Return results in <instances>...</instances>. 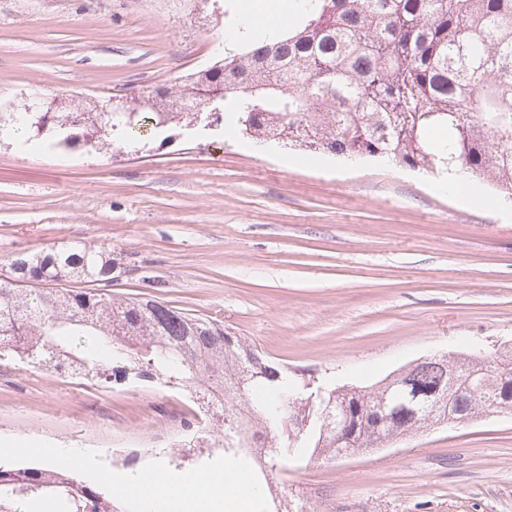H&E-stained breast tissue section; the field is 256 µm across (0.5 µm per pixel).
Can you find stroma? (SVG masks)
Returning a JSON list of instances; mask_svg holds the SVG:
<instances>
[{
	"mask_svg": "<svg viewBox=\"0 0 512 512\" xmlns=\"http://www.w3.org/2000/svg\"><path fill=\"white\" fill-rule=\"evenodd\" d=\"M172 0H0V112L174 86L219 57L223 25ZM149 149L0 147L7 259L108 245L109 294H146L231 335L291 376L370 386L412 362L512 349V201L476 207L437 176L382 160L308 156L199 128ZM199 410L148 383L100 388L0 359V465L73 448L100 483L112 451L138 474L172 469L155 438ZM304 512H512V414L438 424L344 461L303 460L272 486Z\"/></svg>",
	"mask_w": 512,
	"mask_h": 512,
	"instance_id": "1",
	"label": "stroma"
}]
</instances>
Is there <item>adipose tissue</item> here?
<instances>
[{"mask_svg":"<svg viewBox=\"0 0 512 512\" xmlns=\"http://www.w3.org/2000/svg\"><path fill=\"white\" fill-rule=\"evenodd\" d=\"M287 10V0H260L259 4L241 8L240 17L245 29L261 37L282 26ZM232 468L228 462L223 470L202 472L182 482L172 481L162 472L148 492L140 490L136 475L116 479L105 472L101 478L122 491L139 489L142 512H254L259 493L246 477L228 481L227 473Z\"/></svg>","mask_w":512,"mask_h":512,"instance_id":"obj_1","label":"adipose tissue"}]
</instances>
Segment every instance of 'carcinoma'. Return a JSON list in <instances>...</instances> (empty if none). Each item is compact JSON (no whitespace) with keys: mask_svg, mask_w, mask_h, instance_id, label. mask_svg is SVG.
<instances>
[{"mask_svg":"<svg viewBox=\"0 0 512 512\" xmlns=\"http://www.w3.org/2000/svg\"><path fill=\"white\" fill-rule=\"evenodd\" d=\"M215 112L217 131L278 140L309 154L385 156L411 169L454 166L491 178L512 198V0H288V20L261 45L122 102L74 104L71 112L25 105L0 112V140L25 129L68 147L139 152L144 119L162 134ZM0 275V357L52 368L110 388L154 382L195 393L219 389L224 456L275 466L336 456L388 437L512 408V357L432 356L405 385L372 390L313 387L261 358L221 323L151 298L115 300L112 250L78 244L16 256ZM41 284L43 289L22 287ZM457 385L448 390V373ZM263 398L248 401V397ZM249 406L241 407V402ZM349 414L336 427V407ZM117 512L114 497L74 472L0 466V512Z\"/></svg>","mask_w":512,"mask_h":512,"instance_id":"carcinoma-1","label":"carcinoma"}]
</instances>
